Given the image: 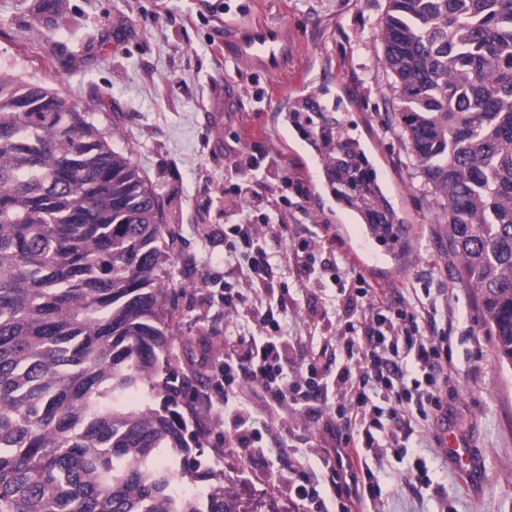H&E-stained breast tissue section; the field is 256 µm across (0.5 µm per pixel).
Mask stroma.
I'll return each mask as SVG.
<instances>
[{
    "label": "stroma",
    "instance_id": "35a3bbf8",
    "mask_svg": "<svg viewBox=\"0 0 512 512\" xmlns=\"http://www.w3.org/2000/svg\"><path fill=\"white\" fill-rule=\"evenodd\" d=\"M55 14L46 0H0V70L35 79L88 105L115 150L129 154L164 202L179 240L174 287L184 318L179 339L207 353L201 394L214 392L224 365V331L236 318L224 309V192L250 179V158L279 157L286 171L298 160L274 132V105L294 91L314 99L315 125L334 127L354 142L383 185L391 221L403 225L397 245L366 277L380 284L417 281L448 293L453 377L431 428L433 442L412 439L404 459L381 469L380 512H512V369L500 366L474 294L456 274L448 252V213L422 176L399 123L400 103L384 63L380 28L388 0H63ZM261 23L282 26L293 51L270 74L235 58L232 31ZM236 167L234 178L225 171ZM318 193L287 189L306 225L363 224L356 208L336 201L327 170ZM223 193H216V186ZM301 273L282 257L270 283L286 291L288 321L301 328L288 348V371L333 333L332 309L310 306ZM267 396L249 393L246 407L262 431L245 449L229 448L237 400L199 411L204 457L219 460L224 484L242 500L303 512L288 495L294 458L304 457L328 512H336L332 475L309 443L322 425L295 407L267 410ZM287 428V443L276 434ZM469 447L478 463L467 471L454 449ZM425 459L426 489L407 470Z\"/></svg>",
    "mask_w": 512,
    "mask_h": 512
}]
</instances>
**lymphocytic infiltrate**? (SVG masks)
Returning a JSON list of instances; mask_svg holds the SVG:
<instances>
[{"label":"lymphocytic infiltrate","instance_id":"f902f5d3","mask_svg":"<svg viewBox=\"0 0 512 512\" xmlns=\"http://www.w3.org/2000/svg\"><path fill=\"white\" fill-rule=\"evenodd\" d=\"M252 169L251 185L224 199L225 215L235 219L224 233V261L247 267L245 278L225 283L224 305L242 308L263 335L225 337L224 394L253 384L273 404L307 408L335 396L325 431L333 442L339 512L376 504L381 488L369 460L405 457L410 437L428 434L429 420L442 408L452 348L436 329L437 301L375 287L341 253L316 262L311 246L327 241L329 225L299 227L286 197L267 187L266 166L257 159ZM272 245L290 249L309 300H321L325 283L335 286L333 339L345 353L337 369L313 355L299 379L285 370L288 324L273 313L286 311L288 300L269 286Z\"/></svg>","mask_w":512,"mask_h":512}]
</instances>
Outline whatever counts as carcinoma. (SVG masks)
<instances>
[{
    "label": "carcinoma",
    "instance_id": "carcinoma-1",
    "mask_svg": "<svg viewBox=\"0 0 512 512\" xmlns=\"http://www.w3.org/2000/svg\"><path fill=\"white\" fill-rule=\"evenodd\" d=\"M381 37L460 279L512 365V0H388ZM177 240L86 108L0 73V512H247L193 457ZM200 476L203 507L174 501Z\"/></svg>",
    "mask_w": 512,
    "mask_h": 512
}]
</instances>
